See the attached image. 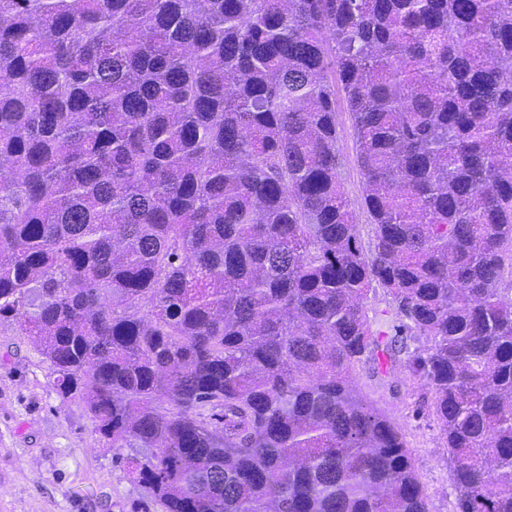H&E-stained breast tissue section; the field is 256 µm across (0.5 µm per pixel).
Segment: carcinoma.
Masks as SVG:
<instances>
[{
  "label": "carcinoma",
  "mask_w": 512,
  "mask_h": 512,
  "mask_svg": "<svg viewBox=\"0 0 512 512\" xmlns=\"http://www.w3.org/2000/svg\"><path fill=\"white\" fill-rule=\"evenodd\" d=\"M505 61L512 0H0V320L164 512H428L351 382L391 351L512 512ZM337 132L338 149L340 155L339 176L345 192L357 214L360 224V235L367 247L372 235V226L369 224L367 214L362 209V177L356 162V144L353 134L352 121L346 110L342 95H337Z\"/></svg>",
  "instance_id": "1"
}]
</instances>
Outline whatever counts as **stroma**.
Wrapping results in <instances>:
<instances>
[{
    "instance_id": "35a3bbf8",
    "label": "stroma",
    "mask_w": 512,
    "mask_h": 512,
    "mask_svg": "<svg viewBox=\"0 0 512 512\" xmlns=\"http://www.w3.org/2000/svg\"><path fill=\"white\" fill-rule=\"evenodd\" d=\"M336 111L339 176L366 242L372 230L361 209L352 121L344 102ZM354 381L399 424L429 512H454L448 450L430 389L411 381L401 361L387 383L364 366ZM143 454L136 444L115 448L95 433L83 404L57 394L40 349L13 322H0V512H163L126 474V461Z\"/></svg>"
}]
</instances>
